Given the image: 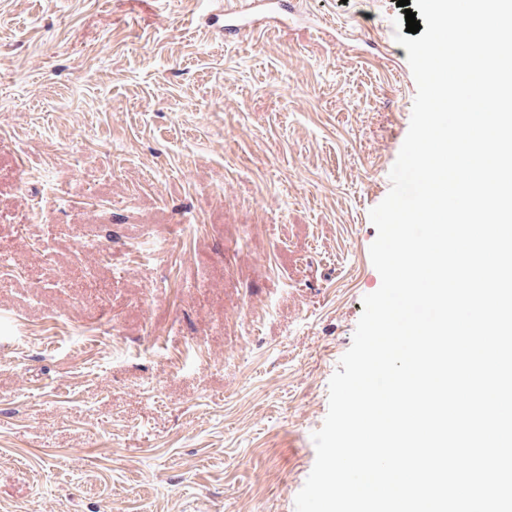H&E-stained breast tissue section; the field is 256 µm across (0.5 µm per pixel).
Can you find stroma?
<instances>
[{
  "label": "stroma",
  "instance_id": "stroma-1",
  "mask_svg": "<svg viewBox=\"0 0 512 512\" xmlns=\"http://www.w3.org/2000/svg\"><path fill=\"white\" fill-rule=\"evenodd\" d=\"M300 7L0 0V512H295L417 91ZM258 2L256 9H233L234 0L224 1V36H239L242 33L254 32L270 24L271 21L296 15L299 9L293 5L290 11L285 12L281 3L273 0H254Z\"/></svg>",
  "mask_w": 512,
  "mask_h": 512
}]
</instances>
